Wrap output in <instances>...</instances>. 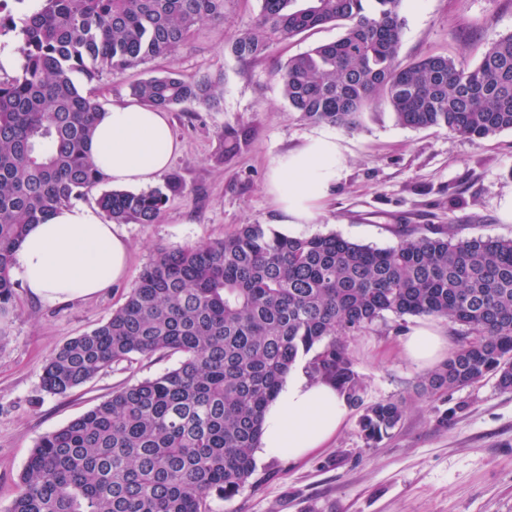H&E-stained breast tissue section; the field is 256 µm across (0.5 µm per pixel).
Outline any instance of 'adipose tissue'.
I'll return each instance as SVG.
<instances>
[{
    "label": "adipose tissue",
    "mask_w": 512,
    "mask_h": 512,
    "mask_svg": "<svg viewBox=\"0 0 512 512\" xmlns=\"http://www.w3.org/2000/svg\"><path fill=\"white\" fill-rule=\"evenodd\" d=\"M179 150L166 114L134 105L103 113L90 144L96 164L115 186L156 181ZM339 165L338 146L327 137L311 139L301 150L277 159L271 186L281 228L316 217ZM128 251L115 224L100 221L85 208L69 207L45 223L31 225L18 249L13 274L34 298L61 304L96 295L122 279ZM403 346L406 356L425 368L448 343L433 325L424 323L412 328ZM347 414L346 399L334 384L301 371L289 373L266 409L255 453L304 459L336 436Z\"/></svg>",
    "instance_id": "ef3b65f1"
}]
</instances>
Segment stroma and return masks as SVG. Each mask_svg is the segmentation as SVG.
Wrapping results in <instances>:
<instances>
[{"label": "stroma", "mask_w": 512, "mask_h": 512, "mask_svg": "<svg viewBox=\"0 0 512 512\" xmlns=\"http://www.w3.org/2000/svg\"><path fill=\"white\" fill-rule=\"evenodd\" d=\"M260 0H224V19L202 24L187 47L99 80H79L103 110L133 104L131 85L177 72L221 77L224 96L212 109L188 104L169 112L182 144L168 171L185 186L152 224H123L129 246L125 277L91 298L48 305L16 286L17 310L0 319V512L14 497L40 437L85 413L113 391L178 365L176 354L112 365L65 395L43 390L42 367L70 339L110 317L141 270L162 249L205 243L244 224L276 225L271 166L309 139L329 136L341 153L336 180L319 214L289 229L292 237L335 233L377 248L415 230L432 236L512 238L505 205L512 200V130L472 145L445 128L399 125L387 105L369 106L357 129L301 119L283 98L277 72L293 55L336 40L327 25L241 59L232 39L251 32ZM401 55L430 53L476 65L487 38L512 33V0H404ZM419 317L385 314L343 342L365 377L363 400L405 398L392 436L367 446L359 409H349L338 434L304 461L256 459L258 485L213 498V512H512V392L488 377L449 393L418 394L423 371L402 352ZM447 424H440V417Z\"/></svg>", "instance_id": "35a3bbf8"}]
</instances>
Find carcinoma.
Segmentation results:
<instances>
[{
  "label": "carcinoma",
  "instance_id": "carcinoma-1",
  "mask_svg": "<svg viewBox=\"0 0 512 512\" xmlns=\"http://www.w3.org/2000/svg\"><path fill=\"white\" fill-rule=\"evenodd\" d=\"M256 30L232 52L256 58L325 24L341 36L288 58L283 95L301 118L345 129L384 101L406 127L446 128L475 145L512 130V34L489 39L480 62L444 55L400 59L403 0H260ZM224 0H42L21 17L17 74L0 80V317L15 306L11 269L32 224L104 182L86 150L102 109L75 81L92 82L185 46ZM144 107L171 112L220 103L219 78L175 72L130 86ZM178 176L149 192L97 199L115 224H153ZM391 313L444 319L472 337L421 379L434 397L494 376L512 391V239L404 234L389 248L337 234L288 237L243 224L222 239L162 250L124 303L63 344L43 367L45 391L63 395L113 364L174 352L180 365L112 392L42 436L6 512H211L255 474L253 448L267 405L299 355L307 373L336 383L362 409L361 437L377 444L405 402L363 405L364 377L340 340Z\"/></svg>",
  "mask_w": 512,
  "mask_h": 512
}]
</instances>
